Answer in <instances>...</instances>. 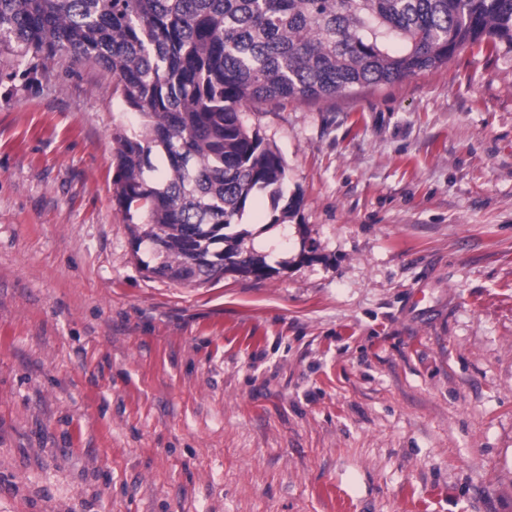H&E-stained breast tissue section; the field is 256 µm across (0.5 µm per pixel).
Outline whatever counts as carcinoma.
<instances>
[{
	"label": "carcinoma",
	"mask_w": 512,
	"mask_h": 512,
	"mask_svg": "<svg viewBox=\"0 0 512 512\" xmlns=\"http://www.w3.org/2000/svg\"><path fill=\"white\" fill-rule=\"evenodd\" d=\"M512 50V0H0V64L85 60L118 80L137 131L119 128L118 204L151 273L208 283L270 274L232 231L255 192L279 207L282 156L244 124L252 104L318 102L448 62Z\"/></svg>",
	"instance_id": "cac0c4a2"
}]
</instances>
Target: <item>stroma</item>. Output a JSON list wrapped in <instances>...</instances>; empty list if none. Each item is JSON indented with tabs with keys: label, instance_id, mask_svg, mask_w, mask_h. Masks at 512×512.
<instances>
[{
	"label": "stroma",
	"instance_id": "stroma-1",
	"mask_svg": "<svg viewBox=\"0 0 512 512\" xmlns=\"http://www.w3.org/2000/svg\"><path fill=\"white\" fill-rule=\"evenodd\" d=\"M243 120L301 206L176 283L112 75L0 79V512H512V51Z\"/></svg>",
	"mask_w": 512,
	"mask_h": 512
}]
</instances>
